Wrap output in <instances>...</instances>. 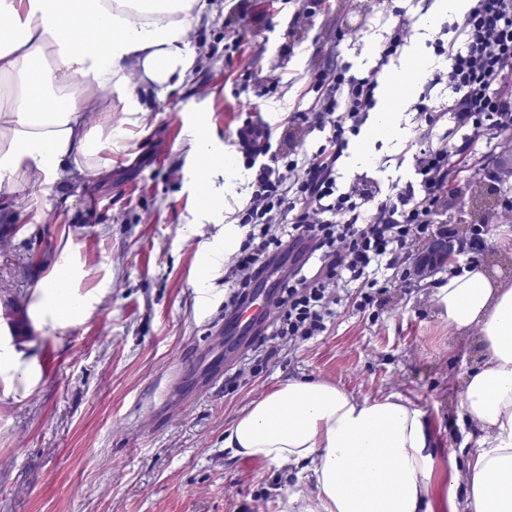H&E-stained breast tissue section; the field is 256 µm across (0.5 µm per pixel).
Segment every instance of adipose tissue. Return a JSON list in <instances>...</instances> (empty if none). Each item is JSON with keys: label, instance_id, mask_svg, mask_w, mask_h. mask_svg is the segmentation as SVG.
Here are the masks:
<instances>
[{"label": "adipose tissue", "instance_id": "ef3b65f1", "mask_svg": "<svg viewBox=\"0 0 512 512\" xmlns=\"http://www.w3.org/2000/svg\"><path fill=\"white\" fill-rule=\"evenodd\" d=\"M200 0H0L13 35L0 36V186L31 188L122 150L123 131L95 139L87 114L98 91L120 93L130 124L145 109L130 74L147 85L185 77L195 58L185 40ZM85 31L74 40L72 27ZM108 30L99 39V30ZM452 336H478L481 360L464 373L453 402L477 448L449 452L446 512H512V278L482 264L449 274L435 292ZM233 456L300 465L316 507L298 512H437L433 433L426 412L392 391L360 399L318 379L290 378L252 402L224 432Z\"/></svg>", "mask_w": 512, "mask_h": 512}]
</instances>
